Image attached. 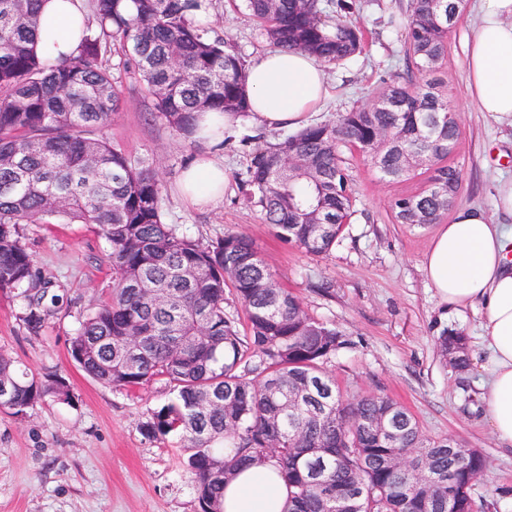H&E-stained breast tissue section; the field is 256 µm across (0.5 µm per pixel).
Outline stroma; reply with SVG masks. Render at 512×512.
Masks as SVG:
<instances>
[{
    "mask_svg": "<svg viewBox=\"0 0 512 512\" xmlns=\"http://www.w3.org/2000/svg\"><path fill=\"white\" fill-rule=\"evenodd\" d=\"M351 2L352 9L333 16L361 28L364 49L325 65L333 97L311 114L313 124L370 104L384 82L404 68L405 30L391 21L405 19L411 0ZM202 19L246 61L270 48L248 11L230 8L227 0H212ZM477 23L475 0H465L448 32L441 77L460 136L447 162L462 175L455 208H482L501 224L497 185L512 179V120L479 111L466 99L464 47ZM113 75L121 104L104 134L131 157L156 165L165 223L205 241L227 231L248 235L282 288L310 314L349 335L352 348L332 366L340 386L388 395L415 415L427 435L453 437L479 449L486 461L473 493L480 512H512V446L493 435L481 400L483 310L478 305L444 309L422 270L435 225L397 224L392 218L391 201L425 191L427 174L389 180L368 155L346 153L354 214L329 255H309L281 242L259 209L242 202L236 179L251 151L245 137L260 134L275 142L286 129L261 133L251 118H240L228 140L213 146L229 176L223 201L193 209L180 200L179 183L204 143L184 138L156 117L137 75L119 64ZM23 240L37 270L61 283L64 303L33 335L21 319V301L0 295V353L34 372L64 377L74 402L48 399L19 417L0 412V512H197L194 482L181 464L177 437L150 441L139 431L148 411L167 402L164 384L112 389L89 378L68 353L79 319L105 300L112 286L106 240L87 224H27ZM323 280L330 285L325 294L316 288ZM444 327L467 336L469 373L455 372L440 355L436 341Z\"/></svg>",
    "mask_w": 512,
    "mask_h": 512,
    "instance_id": "35a3bbf8",
    "label": "stroma"
}]
</instances>
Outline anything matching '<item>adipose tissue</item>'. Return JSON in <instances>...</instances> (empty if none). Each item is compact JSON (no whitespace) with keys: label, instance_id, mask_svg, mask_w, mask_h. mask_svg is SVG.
Listing matches in <instances>:
<instances>
[{"label":"adipose tissue","instance_id":"adipose-tissue-1","mask_svg":"<svg viewBox=\"0 0 512 512\" xmlns=\"http://www.w3.org/2000/svg\"><path fill=\"white\" fill-rule=\"evenodd\" d=\"M479 22L466 51L465 93L479 111L512 118V0H479ZM85 21L83 0H46L35 34L36 51L48 62L70 55ZM256 124L298 128L331 92L323 68L302 51L261 56L247 71ZM224 165L203 152L183 171L180 197L202 209L224 197ZM423 271L441 303L459 310L484 308L481 341L488 378L482 403L495 437L512 445V226L491 223L481 210H458L439 225ZM288 490L271 465L238 471L224 487V512H286Z\"/></svg>","mask_w":512,"mask_h":512}]
</instances>
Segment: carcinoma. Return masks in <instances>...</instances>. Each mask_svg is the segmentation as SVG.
Here are the masks:
<instances>
[{
    "label": "carcinoma",
    "mask_w": 512,
    "mask_h": 512,
    "mask_svg": "<svg viewBox=\"0 0 512 512\" xmlns=\"http://www.w3.org/2000/svg\"><path fill=\"white\" fill-rule=\"evenodd\" d=\"M43 0H0V293L20 299L39 332L58 309L54 284L35 267L25 224H90L109 244L112 291L86 313L69 353L101 384L134 389L165 383L173 399L148 412L149 441L180 436L198 512H224L225 482L268 462L289 489L288 512H470L485 461L472 448L448 452L387 395L342 391L329 369L352 347L334 324L281 288L239 232L207 243L164 222L158 170L101 134L119 108L111 57L138 75L165 121L192 136L197 113L247 116L246 67L197 22L207 0H92L95 25L54 65L35 52ZM267 41L328 64L355 55L360 29L325 13L321 0H243ZM462 0H411L406 67L367 106L260 142L238 174L243 201L260 208L277 238L326 255L352 216L345 152L367 154L389 179L431 172L430 188L400 197L398 224H434L453 205L460 170L446 164L459 138L438 65ZM242 306L244 317L232 309ZM458 373L467 336L437 339ZM47 397L68 405V382L40 379L0 354V410L22 416ZM388 415L396 435L372 421ZM393 461L402 466L391 465Z\"/></svg>",
    "instance_id": "obj_1"
}]
</instances>
